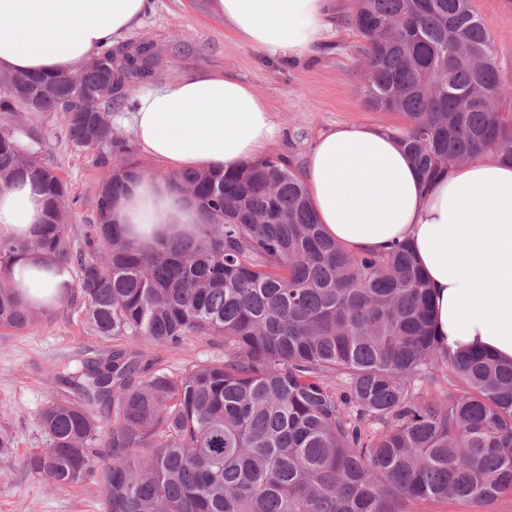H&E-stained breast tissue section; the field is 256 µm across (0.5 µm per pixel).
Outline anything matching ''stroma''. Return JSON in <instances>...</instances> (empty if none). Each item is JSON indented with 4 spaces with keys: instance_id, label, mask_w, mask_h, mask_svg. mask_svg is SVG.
Wrapping results in <instances>:
<instances>
[{
    "instance_id": "35a3bbf8",
    "label": "stroma",
    "mask_w": 512,
    "mask_h": 512,
    "mask_svg": "<svg viewBox=\"0 0 512 512\" xmlns=\"http://www.w3.org/2000/svg\"><path fill=\"white\" fill-rule=\"evenodd\" d=\"M212 0H153V9L126 36L127 41H150L163 59L158 80L206 69L236 77L267 103L282 134L266 149L267 156L290 160L301 168L322 132L342 124H371L389 130L403 126L396 112L370 107L362 94L364 41L348 24L350 0H341L334 26L315 54L298 58L264 57L226 27L212 11ZM491 34L503 71L512 77V0H474ZM23 123L43 131V152L71 188V231L82 238L93 220V209L104 171L98 150H77L65 137L61 114L18 113ZM106 340L95 336L81 317L60 313L51 324L37 321L23 331L0 327V425L11 430L14 448L0 456V512H108L100 488L86 480L59 490L27 473L22 462L45 438L38 424L50 399L67 397L55 383L52 370L77 358L87 348L102 349ZM146 358L180 371L223 357L221 345L204 336L187 337L175 347L139 343Z\"/></svg>"
}]
</instances>
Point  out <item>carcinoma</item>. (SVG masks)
Instances as JSON below:
<instances>
[{"label": "carcinoma", "mask_w": 512, "mask_h": 512, "mask_svg": "<svg viewBox=\"0 0 512 512\" xmlns=\"http://www.w3.org/2000/svg\"><path fill=\"white\" fill-rule=\"evenodd\" d=\"M351 24L366 43V102L403 115L397 136L425 185L491 149L512 162V79L472 0H356ZM97 58L78 88L68 71L20 84L0 73L1 113L59 112L73 147L110 145L96 218L76 244L70 188L40 157V127L0 124V182L28 174L45 195L31 238L0 237V327L21 331L63 307L117 342L56 372L76 396L42 409L45 443L24 469L54 488L97 477L108 512H404L411 500L512 491V362L444 351L411 247L342 248L291 164L174 176L203 222L151 248L110 222L140 172L112 109L156 61L144 41ZM34 253L72 279L38 312L12 278ZM189 335L224 357L174 372L135 350ZM444 369L454 393L439 383Z\"/></svg>", "instance_id": "carcinoma-1"}]
</instances>
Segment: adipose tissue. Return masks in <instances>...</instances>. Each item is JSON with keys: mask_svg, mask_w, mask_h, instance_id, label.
Masks as SVG:
<instances>
[{"mask_svg": "<svg viewBox=\"0 0 512 512\" xmlns=\"http://www.w3.org/2000/svg\"><path fill=\"white\" fill-rule=\"evenodd\" d=\"M334 0H214L213 9L254 50L307 56L323 44ZM152 0H0V70L54 74L121 43ZM131 114L146 154L169 170L142 173L111 207L131 238L152 243L200 223L195 199L171 174L235 169L257 159L282 129L248 85L195 72L137 92ZM302 179L329 237L354 253L410 244L431 288L432 332L447 349L512 361V164L483 154L424 186L388 130L336 126L319 136ZM45 219L28 180L0 184V237L25 238ZM32 255L13 272L26 300L69 282Z\"/></svg>", "mask_w": 512, "mask_h": 512, "instance_id": "1", "label": "adipose tissue"}]
</instances>
